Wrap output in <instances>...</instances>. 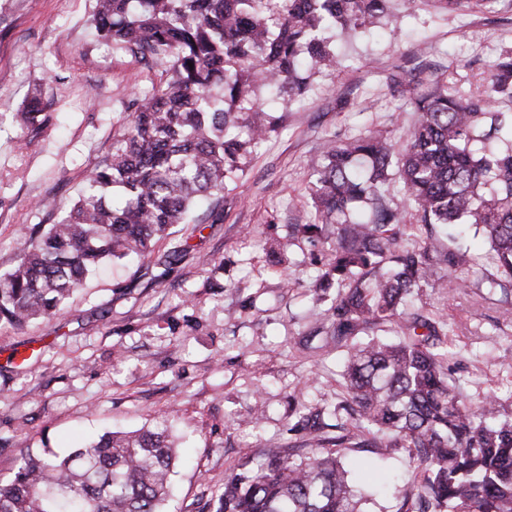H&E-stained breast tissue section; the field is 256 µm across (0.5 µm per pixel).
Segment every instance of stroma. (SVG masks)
I'll return each mask as SVG.
<instances>
[{
  "label": "stroma",
  "mask_w": 512,
  "mask_h": 512,
  "mask_svg": "<svg viewBox=\"0 0 512 512\" xmlns=\"http://www.w3.org/2000/svg\"><path fill=\"white\" fill-rule=\"evenodd\" d=\"M93 0H0V273L16 243L55 223V202L76 199L90 171L120 140L135 93L165 79L155 59L103 40ZM342 59L304 97L222 197L171 227L157 251L181 250L171 268L152 259L106 263L64 313L21 329L0 328V483L25 452L65 454L109 430L153 427L175 414L186 464L165 512H209L245 460L272 452L308 455L290 430L299 406L334 413L344 394L345 347L305 349L318 268L298 225L313 214L310 161L326 140L386 130L404 148L410 92L431 76L480 91L488 67L512 51V0L443 12L433 0H389L364 37L331 34ZM43 110L24 127L31 97ZM469 261L464 288L423 287L407 306L445 320L452 381L473 399L512 410V286L484 254L482 231L452 245ZM368 512H403L419 477L404 452L345 458Z\"/></svg>",
  "instance_id": "stroma-1"
}]
</instances>
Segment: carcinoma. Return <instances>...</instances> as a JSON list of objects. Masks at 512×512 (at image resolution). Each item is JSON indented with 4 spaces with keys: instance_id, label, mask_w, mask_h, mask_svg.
Here are the masks:
<instances>
[{
    "instance_id": "carcinoma-1",
    "label": "carcinoma",
    "mask_w": 512,
    "mask_h": 512,
    "mask_svg": "<svg viewBox=\"0 0 512 512\" xmlns=\"http://www.w3.org/2000/svg\"><path fill=\"white\" fill-rule=\"evenodd\" d=\"M386 2L96 0L98 32L157 56L167 78L136 97L122 139L66 215L31 235L0 275V323L60 315L102 261L154 255L170 226L195 223L197 207L223 194L280 127L279 101L336 67L326 32L359 37ZM411 103L417 121L402 150L382 130L328 143L312 164L314 220L299 225L308 239L330 242L315 283L319 301L336 289L330 323L314 326L322 347L369 325L392 323L402 336L348 347L336 411L354 431L326 435L322 410L301 412L295 427L315 445L309 456L243 463L215 512H367L339 457L368 446L379 457L407 450L422 475L418 512H512V414L493 396L472 401L448 378L444 328L401 309L433 267L452 272L464 261L433 236L406 244L408 213L419 224L482 229L492 261L512 279V53L475 97L436 79ZM394 179L406 191L401 207L386 198ZM175 466L165 424L107 432L62 457L28 452L0 484V512H164Z\"/></svg>"
}]
</instances>
